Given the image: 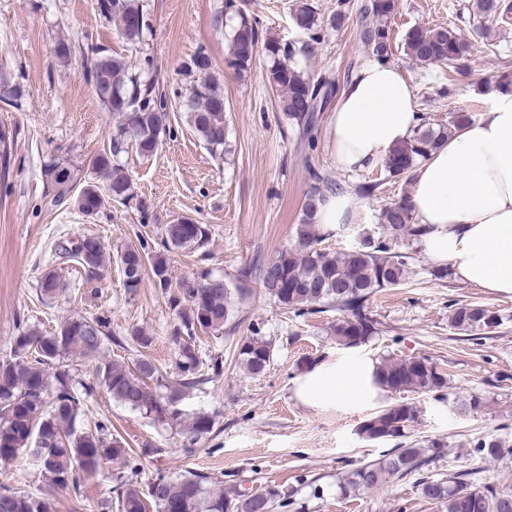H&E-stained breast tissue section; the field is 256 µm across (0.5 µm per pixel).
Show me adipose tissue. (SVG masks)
I'll return each instance as SVG.
<instances>
[{
    "label": "adipose tissue",
    "instance_id": "1",
    "mask_svg": "<svg viewBox=\"0 0 512 512\" xmlns=\"http://www.w3.org/2000/svg\"><path fill=\"white\" fill-rule=\"evenodd\" d=\"M480 119L453 130L447 144L415 168L407 195L427 232L421 247L464 284L492 296L512 295V92H494ZM420 121L414 88L399 68L364 62L343 89L330 121L333 154L352 172L386 157ZM362 210L349 192L325 195L316 223H355ZM376 366L352 353L314 366L295 395L308 406L365 409L380 394Z\"/></svg>",
    "mask_w": 512,
    "mask_h": 512
}]
</instances>
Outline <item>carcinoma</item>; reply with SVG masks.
Returning a JSON list of instances; mask_svg holds the SVG:
<instances>
[{"mask_svg":"<svg viewBox=\"0 0 512 512\" xmlns=\"http://www.w3.org/2000/svg\"><path fill=\"white\" fill-rule=\"evenodd\" d=\"M397 0H370L364 11L379 18L390 17ZM98 12L117 22L124 39L140 43L147 28L143 13L133 0H97ZM477 20L492 19L502 25L512 24V0H474ZM294 27L308 40L283 42L276 38L260 40L256 21L245 17L229 36L228 64L243 76L253 66L257 55L269 61L267 78L279 92V105L297 126L301 138L314 142L317 113L326 110L336 97V83L326 77H314L301 65L309 42L319 40L317 12L309 0L293 5ZM364 44L375 59H389L388 34L384 26L368 27L362 32ZM406 56L420 66L448 65L462 67L468 60L471 44L450 27L415 26L404 38ZM84 68L100 101L118 116L117 137L110 149L98 154L92 163L101 184L85 186L71 196L74 177L60 162L44 165L42 176L54 191L53 204L70 200L85 214L99 212L106 199L126 201L132 197L129 173L117 157L126 146H135L143 156L155 153L162 132L166 101L158 95L152 81L131 72L122 58L95 47L83 55ZM190 67L196 83L181 102V108L194 132L215 151L224 150V93L217 86L210 57L200 51L191 58ZM472 121L471 113L458 109L448 125L424 121L410 138L389 152L382 167L387 177L399 180L410 174L421 159L448 142L452 129ZM322 193L314 192L303 205V218L297 225V245L281 250L264 262L245 265L227 282L202 272L192 281L172 287L171 269L166 252L173 248L201 245L208 238L206 225L190 218L179 219L165 229L164 251H154L145 243L130 244L118 253L125 288L134 291L141 285L145 271H151L155 285L168 296L177 322L170 332L176 347L177 380L172 381L149 358L142 356L130 366L124 360L109 359L95 368L96 385L112 400L137 411L162 426H183L194 439L213 432L214 417L201 411L188 416L180 407L183 397L205 383L201 376L197 333L213 335L234 333L242 325L239 305L255 290L274 303L304 315L335 309L341 312L332 326L336 343L358 347L378 334L377 320L368 303L376 293L393 288L408 275L411 256L396 249L399 242L419 240L426 232L415 222L406 197L391 203L382 212V233H363L352 250L330 253L318 248L329 231L315 223L317 202ZM65 255L81 265L87 275L99 277L106 270L104 244L96 237L65 249ZM448 326L466 336L493 332L501 326L497 310L479 304L452 302L448 305ZM250 335L239 339L236 361L247 373L259 375L269 366L273 347L261 330L248 326ZM111 334L105 318L69 317L51 331L29 329L15 337L10 354L0 358V463L8 464L24 451L41 467L52 492L82 497L81 475H91L106 460L120 464L113 474L115 501L103 503V509L117 512H272L274 503L288 494L277 486L243 494L236 486L216 490L211 477L192 474L171 479L158 475L146 486L138 482L141 455L126 447L110 429L97 421L86 428L77 427L82 396H89L94 386L72 374L71 361L96 355ZM377 384L385 391L428 393L447 385V375L424 357L384 358L377 364ZM418 418L405 408H384L358 427V434L371 442L393 441L395 448L381 458L348 471L342 490L360 493L373 490L392 478L419 474L420 494L444 507V512H462L461 503L476 496L484 503L483 512H512V493L499 492L491 486L475 488L462 481L434 479L421 475L423 469L445 453L443 439L411 438L410 427ZM507 440L491 435L473 441L474 452L484 458L503 455ZM47 496L3 486L0 488V512H52Z\"/></svg>","mask_w":512,"mask_h":512,"instance_id":"1","label":"carcinoma"}]
</instances>
